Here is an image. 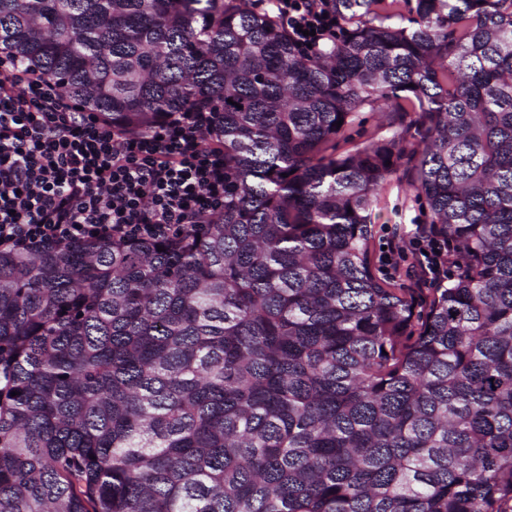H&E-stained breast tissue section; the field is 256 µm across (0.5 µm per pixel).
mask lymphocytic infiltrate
<instances>
[{
    "label": "lymphocytic infiltrate",
    "mask_w": 512,
    "mask_h": 512,
    "mask_svg": "<svg viewBox=\"0 0 512 512\" xmlns=\"http://www.w3.org/2000/svg\"><path fill=\"white\" fill-rule=\"evenodd\" d=\"M299 47L334 39L333 0H255ZM216 112H174L153 129H112L0 52V249L38 253L119 236L166 241L224 210ZM408 277L447 283L449 249L428 225Z\"/></svg>",
    "instance_id": "obj_1"
}]
</instances>
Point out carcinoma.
<instances>
[{
    "label": "carcinoma",
    "mask_w": 512,
    "mask_h": 512,
    "mask_svg": "<svg viewBox=\"0 0 512 512\" xmlns=\"http://www.w3.org/2000/svg\"><path fill=\"white\" fill-rule=\"evenodd\" d=\"M335 2L302 53L252 0H0L112 128L224 145L196 233L0 251V512H512V0ZM376 110L462 263L419 302L370 255L407 130L341 149Z\"/></svg>",
    "instance_id": "obj_1"
}]
</instances>
